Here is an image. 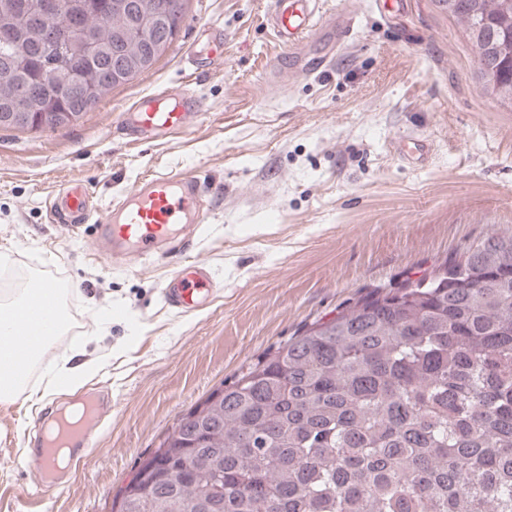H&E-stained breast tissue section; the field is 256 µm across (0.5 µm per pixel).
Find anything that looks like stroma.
Instances as JSON below:
<instances>
[{
	"label": "stroma",
	"mask_w": 512,
	"mask_h": 512,
	"mask_svg": "<svg viewBox=\"0 0 512 512\" xmlns=\"http://www.w3.org/2000/svg\"><path fill=\"white\" fill-rule=\"evenodd\" d=\"M324 3L358 15L327 69L271 81L288 59L267 22L272 0H187L153 68L83 118L0 129V270L65 288L69 329L46 360L82 350L95 362L52 403L112 395L105 429L48 477L31 455L48 410L0 406V512H110L160 436L243 366L371 288L512 226V109L483 93L462 27L438 0ZM206 26L224 30V67L192 80L183 52ZM183 80L204 104L188 132L150 144L114 133L134 100ZM416 138L433 148L423 166L395 149ZM155 172H193L211 188L193 255L220 288L188 316L162 296L172 260L127 269L95 239L112 201ZM73 181L94 220L66 228L51 200Z\"/></svg>",
	"instance_id": "stroma-1"
}]
</instances>
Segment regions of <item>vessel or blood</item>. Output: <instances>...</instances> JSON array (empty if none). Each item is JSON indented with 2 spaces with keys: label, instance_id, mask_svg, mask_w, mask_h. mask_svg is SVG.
Returning <instances> with one entry per match:
<instances>
[{
  "label": "vessel or blood",
  "instance_id": "vessel-or-blood-1",
  "mask_svg": "<svg viewBox=\"0 0 512 512\" xmlns=\"http://www.w3.org/2000/svg\"><path fill=\"white\" fill-rule=\"evenodd\" d=\"M319 5L320 0H273L272 26L293 59H300L301 47L312 33L325 34L339 47L353 32L352 16L323 11ZM167 97L162 90L133 101L120 114V132L137 142H153L189 130L202 110L200 101L185 91L176 104H168ZM207 197V186L197 174L156 172L114 199L99 227L116 261L129 265L176 258L162 292L169 306L185 314L208 305L216 288L209 265L192 255L207 215ZM53 216L60 224L88 223L91 207L85 188L77 184L59 194Z\"/></svg>",
  "mask_w": 512,
  "mask_h": 512
}]
</instances>
